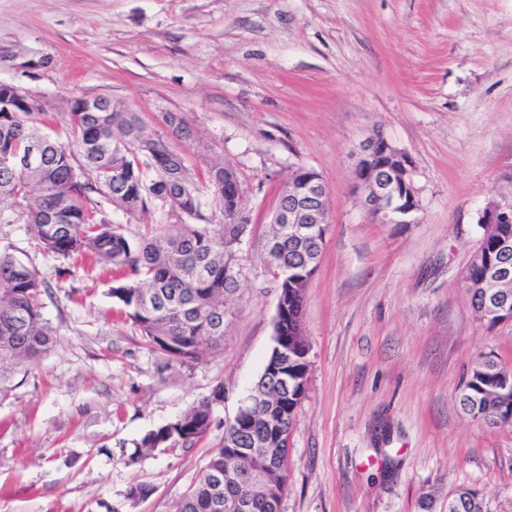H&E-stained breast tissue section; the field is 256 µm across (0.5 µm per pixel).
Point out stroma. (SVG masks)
Masks as SVG:
<instances>
[{"mask_svg":"<svg viewBox=\"0 0 512 512\" xmlns=\"http://www.w3.org/2000/svg\"><path fill=\"white\" fill-rule=\"evenodd\" d=\"M1 82L53 114L108 96L191 167L232 164L251 224L224 342L181 365L119 314L118 270L78 259L56 277L24 225L0 223V249L29 252L47 279L56 334L43 358L0 366V512H175L223 429L139 458L134 443L219 384L215 414L232 419L263 371L278 302L268 214L299 167L327 184L331 216L279 512H448L460 484L512 512V426L456 404L483 356L512 366V323L481 321L462 279L478 211L512 190V0H0ZM378 133L412 161L413 223H378L351 192ZM136 483L149 493L128 500Z\"/></svg>","mask_w":512,"mask_h":512,"instance_id":"1","label":"stroma"}]
</instances>
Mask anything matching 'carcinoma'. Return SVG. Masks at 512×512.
Returning <instances> with one entry per match:
<instances>
[{
  "mask_svg": "<svg viewBox=\"0 0 512 512\" xmlns=\"http://www.w3.org/2000/svg\"><path fill=\"white\" fill-rule=\"evenodd\" d=\"M65 127L70 146L44 132L49 121ZM177 138H189L185 119L163 115ZM144 127L136 112L117 107L115 112H1L0 203L19 212L34 248L55 261L90 259L120 268L124 277L110 289V297L138 327L145 346L169 362L196 361L224 341V318L244 278L238 259L240 229L222 224L212 229L207 210H224L228 179L239 181L234 166L210 165L203 173L167 147L159 135L132 142L126 136ZM96 193L114 210L148 216L150 230L137 239L124 225L109 218ZM482 256L464 276L469 303L488 326L502 324L489 312L485 283L492 266L509 263L498 248L512 239V224H483ZM280 267L288 270V375L304 377L306 337L297 333L296 316L305 290L318 270L324 239L295 242L282 234ZM47 282L32 264L7 250L0 251V365L32 361L50 351L54 332L43 318L42 296ZM288 397V414L296 415L299 392L284 390L275 376L260 375L248 394L250 424L224 425L220 446L189 486L177 512H212L213 474H225L224 451L235 443L260 456L278 458L286 448H255L265 433L268 411ZM459 405L471 419L487 423L496 418L512 424V367L486 356L470 369L459 392ZM170 428L151 430L135 442V453L152 451L163 439L182 448L203 441L214 422L210 397L192 405ZM247 462L232 470L223 491L244 489L241 478ZM467 498L464 512H490L480 492L458 486L449 498Z\"/></svg>",
  "mask_w": 512,
  "mask_h": 512,
  "instance_id": "cac0c4a2",
  "label": "carcinoma"
}]
</instances>
